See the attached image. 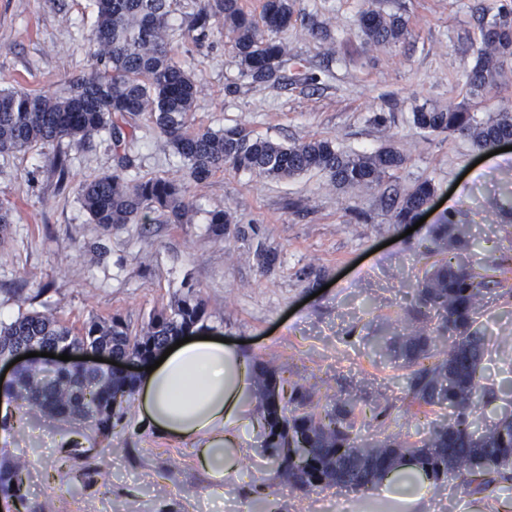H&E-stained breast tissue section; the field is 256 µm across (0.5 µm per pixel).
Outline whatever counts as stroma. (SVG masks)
<instances>
[{
	"label": "stroma",
	"instance_id": "35a3bbf8",
	"mask_svg": "<svg viewBox=\"0 0 512 512\" xmlns=\"http://www.w3.org/2000/svg\"><path fill=\"white\" fill-rule=\"evenodd\" d=\"M368 0H295L297 23L282 33L290 71L315 82L278 88L250 85L232 38L213 24L204 39L184 26L194 0H173V60L202 85L190 125L238 126L290 144L330 138L346 151L398 148L400 190L429 179L435 200L416 230L396 223L378 188L339 189L312 171L272 181L221 169L191 183L188 224L91 223L77 195L93 176L122 170L130 179L176 177L181 163L149 113L121 150L107 136L83 145L61 140L0 154V201L13 210L0 241V320L36 308L82 323L118 314L132 330L153 311L195 291L206 308L203 333L243 342L254 361H274L281 376L315 390L320 407L359 387L357 428L363 441L402 434L416 442L444 416L412 403L408 369L386 350L415 312L414 289L434 260L431 231L445 211L466 210L469 262L499 264L500 288L486 299L474 327L487 355L479 371L494 399L477 412L493 421L512 413V151L480 159L470 143L426 134L416 107L445 110L468 97L473 14L480 0H377L401 16L408 35L389 47H363L359 13ZM93 0H0V88L63 93L93 65L88 38ZM320 26L311 35V23ZM385 113V126L373 123ZM65 158L59 182L55 157ZM229 212L227 234L214 236L210 212ZM79 436L80 457L62 448ZM27 464L28 501L42 512H262L261 495L277 512H392L395 502L339 487L300 492L274 479L273 462L258 454L235 487L216 493L188 445L150 432L114 431L47 415L0 428V461ZM100 471L89 478L83 465ZM428 512H512V482L482 495L444 480L429 492Z\"/></svg>",
	"mask_w": 512,
	"mask_h": 512
}]
</instances>
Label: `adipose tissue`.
I'll use <instances>...</instances> for the list:
<instances>
[{
    "mask_svg": "<svg viewBox=\"0 0 512 512\" xmlns=\"http://www.w3.org/2000/svg\"><path fill=\"white\" fill-rule=\"evenodd\" d=\"M255 372V362L237 342L182 344L153 372H140L135 382L139 421L170 441L190 444L215 485H232L253 453L244 431L256 434L263 428ZM394 478L407 488L395 512H422L433 479L406 464L369 485V492H386Z\"/></svg>",
    "mask_w": 512,
    "mask_h": 512,
    "instance_id": "adipose-tissue-1",
    "label": "adipose tissue"
}]
</instances>
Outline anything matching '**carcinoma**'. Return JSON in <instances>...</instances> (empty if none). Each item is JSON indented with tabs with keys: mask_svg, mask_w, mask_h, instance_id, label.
<instances>
[{
	"mask_svg": "<svg viewBox=\"0 0 512 512\" xmlns=\"http://www.w3.org/2000/svg\"><path fill=\"white\" fill-rule=\"evenodd\" d=\"M94 2L88 45L95 64L90 71L70 79L62 96L0 89V153H20L62 139L81 145L101 134L108 135L118 150L126 141L130 119L142 112L152 115L156 129L182 161L181 177L129 180L115 170L81 182L79 201L92 223L150 224V214L157 213L165 223L182 224L191 212L188 184L224 168L271 180L318 171L344 189L381 187L405 163L404 154L392 147L347 153L329 138L284 145L239 127L191 128L190 112L201 85L169 56L170 0ZM215 21L223 22L232 34L241 74L250 83L288 84V53L279 34L295 22L294 0H264L259 22L242 10L239 0H198L188 17V30L204 37ZM358 23L365 42L375 45L396 43L407 33L402 17L373 4L360 11ZM477 30L474 64L466 74L470 99L447 111L418 107L413 123L425 133L461 137L488 151L512 140V106L486 118L473 112L512 72V0H489L480 7ZM435 192L432 181L424 180L403 195L391 188L384 198L395 223L406 224ZM231 223L233 217L223 210L210 213L208 219L217 236L224 235V225ZM467 235L468 221L457 211L448 212L436 225L433 244L441 258L426 271L415 292L419 313L432 323L412 327L395 347L396 356L412 369L408 391L413 401L448 409V419L434 424L415 443L392 436L364 443L355 430L359 389L319 412L312 389L292 383L284 391L277 368L270 361L260 362L255 383L267 429L260 452L279 461L274 478L286 476L300 491L340 483L358 491L372 483L368 470L391 467L407 456L435 481L452 477L473 495L512 481V415L490 423L470 419L484 395L478 372L487 353L484 337L472 327L500 281L476 271L463 255ZM204 317L202 300L191 291L171 312L153 315L136 333L116 316L92 318L74 328L44 311L29 310L9 323L0 322V352L16 350L34 338L50 348L65 341L80 354L107 348L118 357L117 365L103 372L82 362L52 376L46 375L45 367L36 376L25 370L6 391L53 417L90 420L108 437L127 421L124 402L135 386L118 364L127 358L147 363ZM0 493L30 508L24 467L0 466Z\"/></svg>",
	"mask_w": 512,
	"mask_h": 512,
	"instance_id": "cac0c4a2",
	"label": "carcinoma"
}]
</instances>
